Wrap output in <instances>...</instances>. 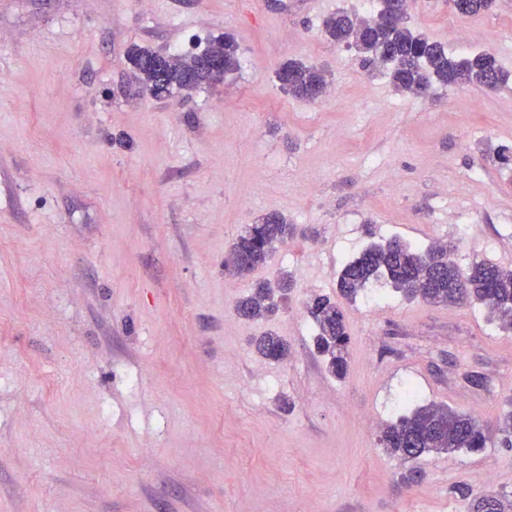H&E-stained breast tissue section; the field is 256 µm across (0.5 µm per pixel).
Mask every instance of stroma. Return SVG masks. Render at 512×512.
<instances>
[{
	"mask_svg": "<svg viewBox=\"0 0 512 512\" xmlns=\"http://www.w3.org/2000/svg\"><path fill=\"white\" fill-rule=\"evenodd\" d=\"M360 0H0V512H467L512 494V328L476 302L390 284L339 299L371 243L452 245L460 267L512 270V0L458 16L412 0L409 25L457 55L480 30L499 89L416 99L336 46L322 21ZM232 34L241 66L185 98L114 95L126 51ZM323 68L308 102L276 79ZM297 228L250 277L224 271L247 225ZM295 285L239 318L257 281ZM338 298L350 361L336 379L305 310ZM274 332L288 357H261ZM438 403L492 428L479 452L426 454L422 479L379 428Z\"/></svg>",
	"mask_w": 512,
	"mask_h": 512,
	"instance_id": "1",
	"label": "stroma"
}]
</instances>
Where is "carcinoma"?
<instances>
[{
	"mask_svg": "<svg viewBox=\"0 0 512 512\" xmlns=\"http://www.w3.org/2000/svg\"><path fill=\"white\" fill-rule=\"evenodd\" d=\"M493 0H452L455 12L472 17L489 11ZM327 36L339 46L357 51L370 69L382 67L398 92L425 98L439 85H477L494 90L507 80L495 57L488 52L456 59L445 48L426 36L412 31L407 16L373 23L355 12L339 9L323 22ZM217 53L222 69L208 68L203 58ZM127 60L138 83L161 87L167 96L212 87L239 69L237 45L229 38L219 46L209 45L194 55L169 54L158 57L147 47L134 45ZM277 79L283 90L300 100H312V91L328 88L325 72L302 61L290 60L280 66ZM294 233V225L277 212L268 213L257 224L245 228L232 244L226 261L232 274L246 277L265 265L275 247ZM384 277L391 286L409 299L450 306L469 300L483 304L489 314L512 327V270L505 271L489 262H476L460 268L451 258L446 244L421 249L397 238L372 244L346 263L338 277V293L353 298L371 283ZM290 278L280 277L275 284L263 283L241 299L236 306L239 316L258 320L278 307L276 296H284ZM309 315L318 327L316 344L326 356L328 371L337 378L348 367L349 334L343 311L327 296H316L307 304ZM257 352L265 359L282 361L287 345L268 332L255 341ZM490 431L477 416L434 403L421 405L409 415L387 425L381 432L382 447L405 462L425 453L476 451L486 447ZM493 498L498 512H512V500L499 494H483L469 503L472 512H484V502Z\"/></svg>",
	"mask_w": 512,
	"mask_h": 512,
	"instance_id": "obj_1",
	"label": "carcinoma"
}]
</instances>
